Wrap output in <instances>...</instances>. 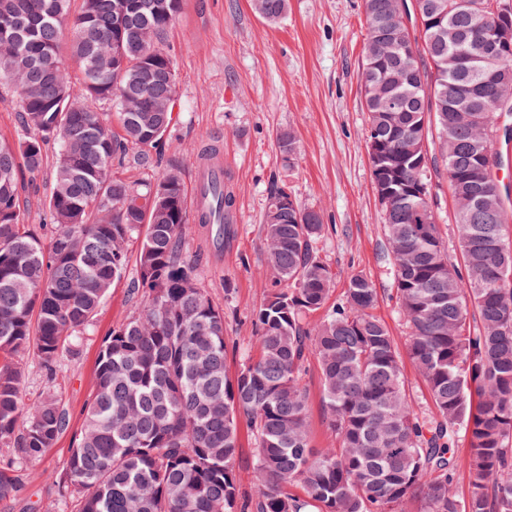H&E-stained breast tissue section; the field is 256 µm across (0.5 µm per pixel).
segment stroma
I'll return each mask as SVG.
<instances>
[{"label":"stroma","instance_id":"1","mask_svg":"<svg viewBox=\"0 0 512 512\" xmlns=\"http://www.w3.org/2000/svg\"><path fill=\"white\" fill-rule=\"evenodd\" d=\"M365 38L363 0H288L287 16L277 25L257 18L250 0H184L167 33L164 47L177 68L176 123L152 166L137 165L130 153L117 172L139 182L157 178L175 164L188 186L196 175L199 146H219L224 183L234 198L226 219L231 233L219 243L191 225L186 251L197 260L203 288L226 313L229 369H236L251 350V313L266 295L263 215L274 184L322 214L320 256L335 274L330 300L342 297L351 273L367 275L382 295L377 315L397 343L405 341L406 329L390 298L384 213L364 140ZM282 130L296 137L298 153L291 164L277 144ZM57 152V143L47 140L42 171H17L25 221L44 239L49 233L43 228V200ZM135 275V265H128L77 355L63 362L55 391L69 411V427L40 461L24 466L21 495L12 504L0 503V512H58L56 479L82 428L101 342L134 309L129 283ZM306 382L311 444L317 449L335 446L323 417L317 368H310Z\"/></svg>","mask_w":512,"mask_h":512}]
</instances>
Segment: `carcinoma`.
I'll return each instance as SVG.
<instances>
[{
    "label": "carcinoma",
    "mask_w": 512,
    "mask_h": 512,
    "mask_svg": "<svg viewBox=\"0 0 512 512\" xmlns=\"http://www.w3.org/2000/svg\"><path fill=\"white\" fill-rule=\"evenodd\" d=\"M504 0H412L405 27L394 0H363L362 88L367 149L381 203L393 294L408 330L399 347L375 313L381 294L362 273L327 306L335 273L323 262L319 211L283 187L264 214L266 297L253 310L254 353L226 365L224 308L186 256L187 190L174 168L153 181L113 171L130 147L152 159L177 101L162 48L183 0H0V83L21 122L42 137L0 140V502L23 487L69 427L49 389L30 405L25 372L56 379L77 354L140 240L136 307L103 339L84 425L58 478L62 512H512V208L495 178L501 103L479 60L512 28ZM270 24L288 0H250ZM81 81L75 84L69 68ZM395 98L401 110L382 102ZM115 104L111 129L95 101ZM436 135L438 153L428 149ZM59 144L47 210L49 244L25 224L18 161L38 173L44 137ZM443 171L461 263L448 260L432 178ZM232 196L215 193L199 223L224 233ZM33 351L34 362L20 363ZM336 446L312 448L311 360ZM425 383L431 412L407 393L404 361ZM254 441V490L239 491L241 426ZM467 452L456 453L458 443ZM466 475L469 493L455 492ZM300 486L303 495L292 491Z\"/></svg>",
    "instance_id": "carcinoma-1"
}]
</instances>
